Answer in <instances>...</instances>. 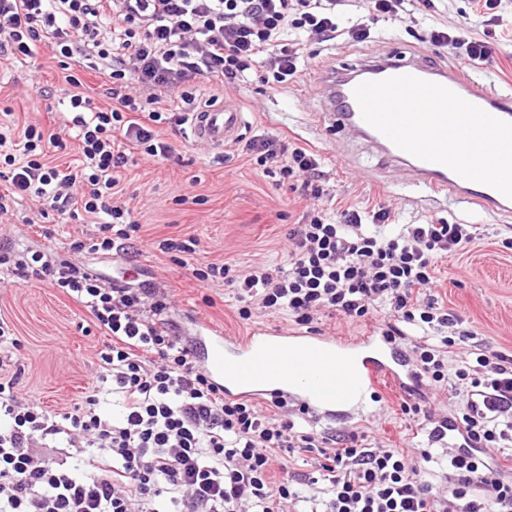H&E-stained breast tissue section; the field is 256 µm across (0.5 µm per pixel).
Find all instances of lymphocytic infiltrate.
<instances>
[{
  "label": "lymphocytic infiltrate",
  "instance_id": "lymphocytic-infiltrate-1",
  "mask_svg": "<svg viewBox=\"0 0 512 512\" xmlns=\"http://www.w3.org/2000/svg\"><path fill=\"white\" fill-rule=\"evenodd\" d=\"M343 0H0V56H55L99 71L110 103L94 106L67 75L74 168L52 165L59 134L26 123L0 131V218L32 197L61 220L89 218L70 248L111 254L133 247L140 224L124 199L123 173L135 155L169 158L159 135L187 116L167 105L185 85L230 88L260 67L287 89L298 79L301 32L328 42L371 36L342 26ZM435 46L487 61L488 40L464 29L431 33ZM264 174L300 197L320 200L321 158L274 134L246 144ZM465 224H397L387 209L364 223L359 210L318 207L288 228L286 258L239 272L229 262L193 269L199 283L236 290L237 314H288L309 332L323 317L352 323L385 311V333L407 341L412 361L433 386L456 376L465 400L452 418L406 401L405 415L431 423L430 448H396L355 433L314 430L304 408L225 398L198 366L172 320L167 289L106 282L75 262L53 264L43 251L0 250V270L17 282H50L88 310L110 342L84 400L54 413L26 397L17 376L0 375V512H512V478L479 449L512 447V355L475 349L449 371L448 357L473 333L431 295L437 261L470 243ZM467 450L445 446L449 429ZM313 455L326 486L304 490L297 459Z\"/></svg>",
  "mask_w": 512,
  "mask_h": 512
}]
</instances>
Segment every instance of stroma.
<instances>
[{
  "mask_svg": "<svg viewBox=\"0 0 512 512\" xmlns=\"http://www.w3.org/2000/svg\"><path fill=\"white\" fill-rule=\"evenodd\" d=\"M369 42L343 39L330 42L310 36L300 45L301 79L286 91L264 84L262 69L248 72L238 88L226 91L244 115L238 142L224 150L193 143L187 136L171 138L174 157L168 161L136 158L125 172L132 198V217L141 226L140 241L148 250L138 258L139 276H130L127 256H100L89 251L73 255L71 240L79 236V222L46 219L51 238L36 235L24 224L37 215L41 204L20 199L15 215L0 221V246L19 252L43 250L53 263L73 259L110 281L133 279L135 287H173V319L182 336L195 335L189 320L196 313L205 320L240 335L247 325L239 321L232 287L214 281L198 287L194 265L229 260L245 269L256 264L282 262L289 225L298 223L305 200L277 187L264 177L242 150L245 141L261 133L288 131L309 140L322 158L325 207L390 209L401 224H470L475 240L465 248L439 259L434 289L449 311L460 315L475 332L480 347L512 354V214L477 215L451 201L431 202L421 197L406 173L385 172L383 184L367 180L364 168H377L379 157L368 149L348 146L346 136L326 130L318 112L313 87L315 71L328 61L353 62L388 49H417L444 57L430 39L437 28H462L472 36L491 33L492 55L481 64L497 89L512 91V0H502L494 21L477 12L472 0H408L405 12L373 19ZM79 78L94 105H106L101 75L87 69L62 70L47 48H39L27 63L0 62V123L47 120L49 113H64L61 103L65 74ZM189 233L199 250L186 267L175 265L169 255L152 249V242ZM0 317L14 328L19 351L0 368L18 373L19 384L36 402L57 412L79 403L92 384L99 351L107 338L91 315L48 283L13 282L0 273ZM402 400L393 391L373 395L366 411L352 419L321 420L317 426L344 432L367 433L404 448L428 447V429L405 416Z\"/></svg>",
  "mask_w": 512,
  "mask_h": 512,
  "instance_id": "obj_1",
  "label": "stroma"
}]
</instances>
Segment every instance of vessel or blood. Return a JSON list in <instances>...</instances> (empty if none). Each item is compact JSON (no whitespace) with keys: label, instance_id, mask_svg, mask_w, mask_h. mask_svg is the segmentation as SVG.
Listing matches in <instances>:
<instances>
[{"label":"vessel or blood","instance_id":"1","mask_svg":"<svg viewBox=\"0 0 512 512\" xmlns=\"http://www.w3.org/2000/svg\"><path fill=\"white\" fill-rule=\"evenodd\" d=\"M411 75L440 84L491 116L512 122V95L496 91L490 79L423 51H385L351 64H328L317 69L313 83L319 110L331 127L353 132L375 148L385 167L409 171L414 187L428 199H448L488 213L512 212V199L495 188L462 178L448 167L420 160L398 148L367 124L354 95L357 85ZM244 121L235 105L192 113L188 135L198 143L220 149L240 135ZM201 368L230 399L265 402L296 398L308 410L327 417L358 395L380 390L390 382L408 392V353L381 341L377 329L360 336L340 338L291 331L276 325L251 327L246 335L230 336L206 323L200 330Z\"/></svg>","mask_w":512,"mask_h":512}]
</instances>
